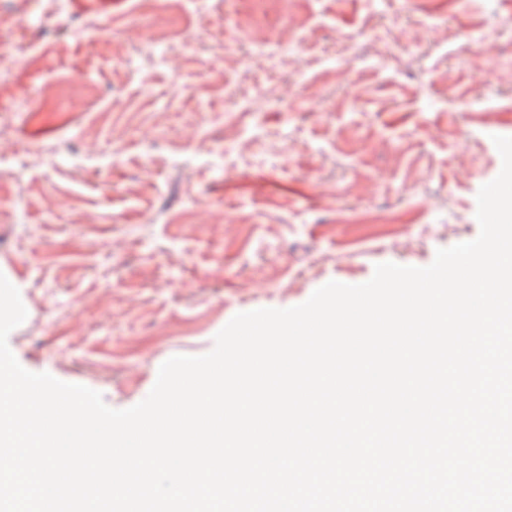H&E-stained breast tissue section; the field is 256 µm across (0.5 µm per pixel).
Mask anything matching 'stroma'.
Returning a JSON list of instances; mask_svg holds the SVG:
<instances>
[{
	"instance_id": "stroma-1",
	"label": "stroma",
	"mask_w": 512,
	"mask_h": 512,
	"mask_svg": "<svg viewBox=\"0 0 512 512\" xmlns=\"http://www.w3.org/2000/svg\"><path fill=\"white\" fill-rule=\"evenodd\" d=\"M0 45L8 344L115 409L238 313L474 240L512 136V0H0Z\"/></svg>"
}]
</instances>
